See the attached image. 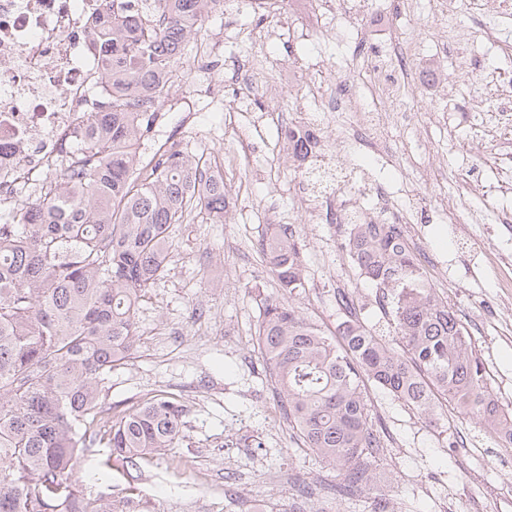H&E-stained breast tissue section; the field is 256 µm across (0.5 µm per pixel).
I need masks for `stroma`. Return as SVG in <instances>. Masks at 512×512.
<instances>
[{
    "instance_id": "1",
    "label": "stroma",
    "mask_w": 512,
    "mask_h": 512,
    "mask_svg": "<svg viewBox=\"0 0 512 512\" xmlns=\"http://www.w3.org/2000/svg\"><path fill=\"white\" fill-rule=\"evenodd\" d=\"M387 7L404 16L403 28L361 36L344 21L329 40L287 36L295 16L316 11V0H278L275 16L261 21L250 12L209 14L178 66L162 124L139 145L147 156L168 140H185L222 169L233 194L223 223L174 225L165 274L139 303L136 352L113 369L103 393L106 403L130 405L168 392L187 407L186 441L158 455L135 482L144 512H243L255 499L264 500V512H286L296 483L337 481L336 470L298 449L266 382L255 334L260 300L276 295L278 282L258 242L270 222L297 225L309 288L290 305L332 332L337 293H353L362 320L397 343L374 288L340 249L335 225L313 221L298 204L302 171L317 163L288 158L281 115L314 111L329 81L345 75L361 84L366 108L390 111L388 82L373 69L385 66L389 47L399 43L408 52L400 79L423 111L415 124L390 128L397 155L343 139L339 115L325 119L320 140L344 191L360 205L371 206L376 184L409 204L414 234L424 243L418 258L425 276L470 333L497 399L512 408V292L485 259L512 250V223L495 221L512 201L505 175L512 156L494 148L492 138L470 134V95L492 110L496 88L465 83L438 116L429 86L461 52L477 69L497 66L512 76L483 37L489 26L512 32V14L500 12L497 0H490L489 16L462 12L451 20L432 15L427 0H387ZM450 24L452 42L443 38ZM240 57L258 62L256 84L233 83L228 66ZM422 136L433 145L430 153L416 146ZM425 168L441 172V180L421 181ZM421 198L428 201L422 208ZM445 199L458 212H484L485 222L449 223L440 206ZM367 394L387 444L370 463L385 512H512L497 503L512 492V447H500L478 419L446 403V426H433L377 387Z\"/></svg>"
}]
</instances>
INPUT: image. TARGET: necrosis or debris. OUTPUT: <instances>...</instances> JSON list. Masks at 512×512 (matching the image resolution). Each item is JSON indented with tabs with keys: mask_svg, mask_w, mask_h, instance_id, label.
I'll return each instance as SVG.
<instances>
[{
	"mask_svg": "<svg viewBox=\"0 0 512 512\" xmlns=\"http://www.w3.org/2000/svg\"><path fill=\"white\" fill-rule=\"evenodd\" d=\"M106 0H0V208L17 202V186L49 176L67 155L83 112L98 110L95 88L105 52L93 47L90 25ZM408 90L398 84L391 112H369L353 79L327 92L321 112L348 116L347 133L373 146L388 145V128L409 124Z\"/></svg>",
	"mask_w": 512,
	"mask_h": 512,
	"instance_id": "obj_1",
	"label": "necrosis or debris"
}]
</instances>
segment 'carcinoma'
Here are the masks:
<instances>
[{
    "mask_svg": "<svg viewBox=\"0 0 512 512\" xmlns=\"http://www.w3.org/2000/svg\"><path fill=\"white\" fill-rule=\"evenodd\" d=\"M159 2L154 19L122 7L93 21L95 42L110 50L102 111L80 116L61 180L0 224V512H142L130 487L118 498L110 484L86 492L78 459L103 445L104 468L134 481L185 438L187 409L172 393L125 408L100 398L134 354L139 301L165 271L171 227L191 213L221 223L231 205L224 178L196 154L166 150L153 162L137 153L198 25L223 4ZM341 248L376 288L402 350L365 325L349 293L336 296L334 333L283 303L309 283L293 224L259 243L280 295L261 300L257 336L296 441L343 476L327 494L338 506L370 492L368 465L384 448L368 382L430 423L441 395L494 440L512 437V410L403 226L352 224Z\"/></svg>",
    "mask_w": 512,
    "mask_h": 512,
    "instance_id": "cac0c4a2",
    "label": "carcinoma"
}]
</instances>
